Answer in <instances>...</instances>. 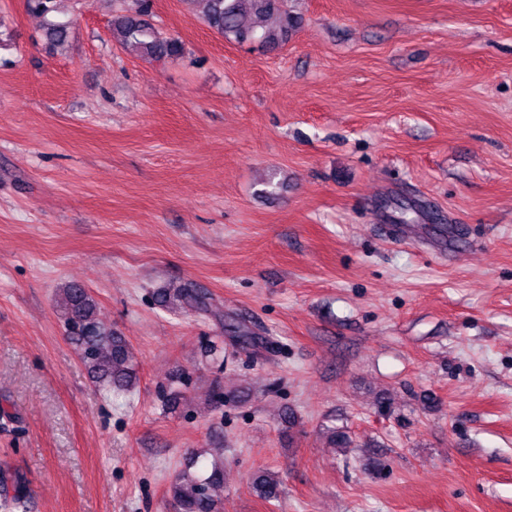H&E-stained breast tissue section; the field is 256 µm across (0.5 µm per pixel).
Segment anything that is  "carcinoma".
Masks as SVG:
<instances>
[{"instance_id":"1","label":"carcinoma","mask_w":512,"mask_h":512,"mask_svg":"<svg viewBox=\"0 0 512 512\" xmlns=\"http://www.w3.org/2000/svg\"><path fill=\"white\" fill-rule=\"evenodd\" d=\"M29 9L45 18L47 35L61 43L68 37L69 23L48 19L55 12V0H27ZM205 25L222 37L239 44L260 42L277 48L288 42L298 25V17L288 11V0H191ZM150 0H140L134 13L120 14L112 20L113 38L127 49L157 60L178 56L182 44L167 37L154 27L149 16ZM62 307L69 334L83 347L82 360L94 382L104 390L129 391L137 384L131 367V351L126 341L105 331L97 321V303L82 284L69 283L61 288ZM179 302L180 307L206 312L211 306L209 292L200 288H177L173 299L162 295V302ZM253 484L259 496L272 502L282 493L280 479L264 470L254 473ZM12 482L14 494H8L7 482ZM224 482L223 469L212 467L209 475L178 473L171 483V500L175 512H221V501L212 494ZM22 476L0 478V509L3 512H23L26 497L21 493Z\"/></svg>"}]
</instances>
